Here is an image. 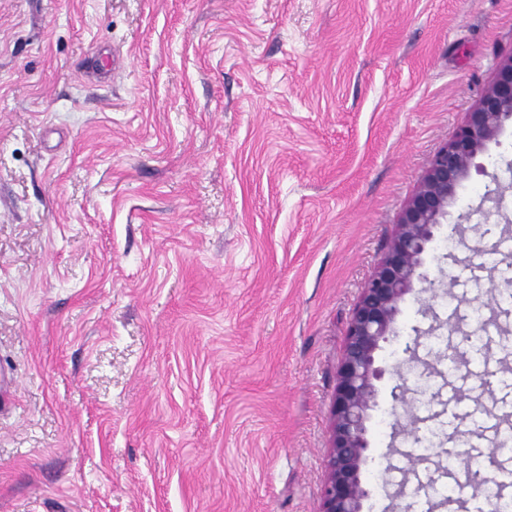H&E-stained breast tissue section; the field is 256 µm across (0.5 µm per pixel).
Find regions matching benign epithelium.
Here are the masks:
<instances>
[{
  "mask_svg": "<svg viewBox=\"0 0 512 512\" xmlns=\"http://www.w3.org/2000/svg\"><path fill=\"white\" fill-rule=\"evenodd\" d=\"M512 121V58L469 113L453 139L432 158L417 191L402 211L387 255L363 289L348 325L333 406V445L322 491V512H363L369 490L362 466L369 448L366 422L385 369L381 344L396 332L405 298L416 285L436 288L422 271L423 257L454 204L457 185L476 157Z\"/></svg>",
  "mask_w": 512,
  "mask_h": 512,
  "instance_id": "1",
  "label": "benign epithelium"
}]
</instances>
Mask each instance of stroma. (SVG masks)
<instances>
[{"label":"stroma","mask_w":512,"mask_h":512,"mask_svg":"<svg viewBox=\"0 0 512 512\" xmlns=\"http://www.w3.org/2000/svg\"><path fill=\"white\" fill-rule=\"evenodd\" d=\"M511 57L512 0H0V512H321L351 314ZM509 161L512 123L378 353L364 512L461 451L416 332L512 289L470 276Z\"/></svg>","instance_id":"35a3bbf8"}]
</instances>
